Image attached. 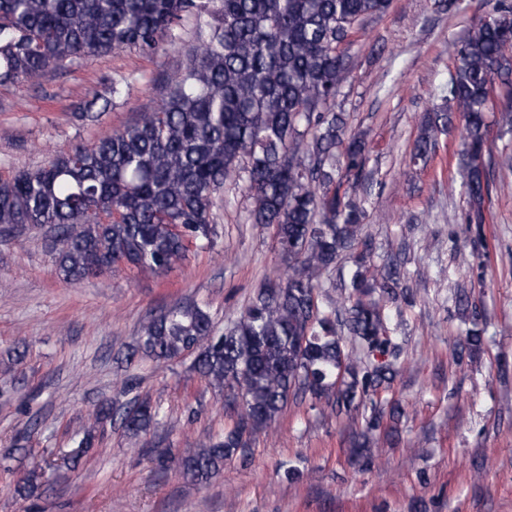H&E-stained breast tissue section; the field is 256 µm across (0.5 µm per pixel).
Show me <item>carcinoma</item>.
I'll list each match as a JSON object with an SVG mask.
<instances>
[{
	"instance_id": "cac0c4a2",
	"label": "carcinoma",
	"mask_w": 512,
	"mask_h": 512,
	"mask_svg": "<svg viewBox=\"0 0 512 512\" xmlns=\"http://www.w3.org/2000/svg\"><path fill=\"white\" fill-rule=\"evenodd\" d=\"M484 15L460 45L448 81V111L435 112L414 142L426 158L436 134L464 121V189L469 224L485 223L491 192L488 104L495 81L512 125V0H481ZM390 0H0V83L36 82L78 60L119 50L154 57L183 53L178 76L160 83L158 107L92 144L59 151L44 167L0 180V234L46 227L56 270L78 282L128 265L159 275L186 258L187 242L214 234L217 193L246 174L250 220L273 229L290 261L285 283L268 284L223 335L196 305L174 306L143 324L139 349L168 361L195 354L193 369L226 392L239 420L221 439L178 462L204 485L252 438L272 427L290 396L310 394L348 411L398 373L376 289L395 297L391 268L353 257L347 302L321 306V277L364 244L366 215L355 194L366 141L334 111L350 74L339 45L349 30L385 12ZM193 21V43L179 29ZM110 82L87 112H105L128 89ZM92 417L120 418L132 435L159 411L147 400L97 406Z\"/></svg>"
}]
</instances>
